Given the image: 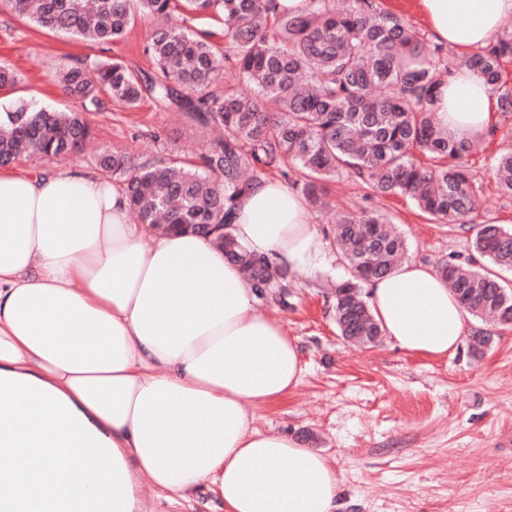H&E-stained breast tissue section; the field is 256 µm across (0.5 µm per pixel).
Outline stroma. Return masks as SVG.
<instances>
[{"label": "stroma", "mask_w": 512, "mask_h": 512, "mask_svg": "<svg viewBox=\"0 0 512 512\" xmlns=\"http://www.w3.org/2000/svg\"><path fill=\"white\" fill-rule=\"evenodd\" d=\"M150 35L139 21L120 40L99 44L38 28L0 5V62L21 77L0 91V109L24 101L84 113L93 138L62 160L65 168L95 172L96 155L113 147L198 160L208 133L190 120L148 98L133 108L86 112L53 80L78 59L119 57L152 69L143 52ZM509 147L512 137L498 134L469 158L480 184L473 223H437L401 195L369 198L365 184L347 174L328 182V197L340 212L371 206L388 213L407 240V259L432 267L451 255L464 260L480 222L512 228V196L498 190L491 172L494 157ZM347 275L338 257L317 279L289 278L258 301L259 311L298 338L305 376L284 399L255 408L254 428L291 434L329 458L341 486L337 512H512V329L480 358L465 339L443 357L409 353L386 339L352 344L332 311L334 289ZM142 493L156 512H224L206 488L188 501L156 498L147 486Z\"/></svg>", "instance_id": "obj_1"}]
</instances>
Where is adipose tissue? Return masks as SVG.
Instances as JSON below:
<instances>
[{
	"label": "adipose tissue",
	"mask_w": 512,
	"mask_h": 512,
	"mask_svg": "<svg viewBox=\"0 0 512 512\" xmlns=\"http://www.w3.org/2000/svg\"><path fill=\"white\" fill-rule=\"evenodd\" d=\"M433 40L471 52L512 0H419ZM436 124L484 138L497 109L482 75L440 86ZM122 185L73 169L0 172V459L34 512H153L139 494L213 486L224 512H335L329 459L253 428V407L302 381L296 339L261 314L240 268L210 239L129 223ZM248 251L289 272L329 269L306 199L270 178L227 216ZM367 302L399 349L455 350L467 314L430 267L406 261ZM48 475L45 491L36 481Z\"/></svg>",
	"instance_id": "adipose-tissue-1"
}]
</instances>
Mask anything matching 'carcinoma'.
Instances as JSON below:
<instances>
[{
    "label": "carcinoma",
    "instance_id": "obj_1",
    "mask_svg": "<svg viewBox=\"0 0 512 512\" xmlns=\"http://www.w3.org/2000/svg\"><path fill=\"white\" fill-rule=\"evenodd\" d=\"M272 0H4L15 15L52 32L98 42L123 37L136 20L153 33L144 52L155 71L120 59L79 61L55 75L63 93L87 109L103 98L126 108L149 97L183 113L203 128L221 131L197 164L178 158L138 160L115 149L98 155L100 168L119 180L129 209L153 231L192 232L196 224H222L236 198L264 168L288 177L291 165L306 175L309 202L325 206L324 183L346 172L370 195H404L438 223L473 220L478 207L476 175L464 158L476 147L457 142L433 121L443 49L425 53L420 34L377 0H306L300 13L270 14ZM202 16L222 21L217 33L174 27L171 18ZM512 59V33L504 32L473 53L467 67L481 71L498 93L502 128L512 131V87L501 83V63ZM223 69L235 83L217 94ZM105 97H100V94ZM91 137L88 123L72 112L18 102L0 112V166L19 160H59ZM500 189L512 195V149L494 159ZM375 208L336 217L335 240L350 278L334 293L341 336L372 344L382 335L366 301L365 286L389 274L406 251L403 237ZM259 295L288 280V270L249 252L224 231L217 243ZM463 264L437 266L463 308L493 325L512 326V230L483 224Z\"/></svg>",
    "mask_w": 512,
    "mask_h": 512
}]
</instances>
